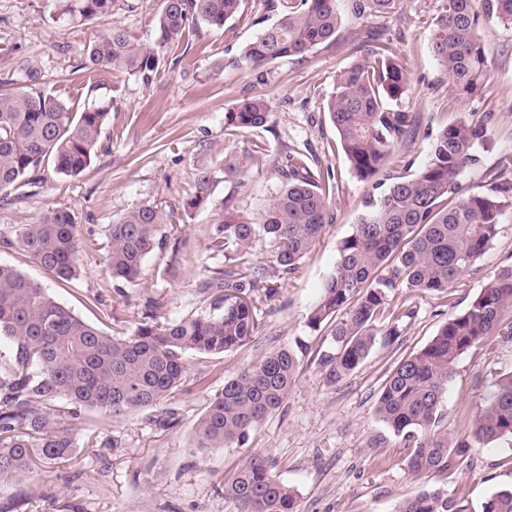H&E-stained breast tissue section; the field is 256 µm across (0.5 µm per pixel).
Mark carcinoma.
Listing matches in <instances>:
<instances>
[{
	"label": "carcinoma",
	"mask_w": 512,
	"mask_h": 512,
	"mask_svg": "<svg viewBox=\"0 0 512 512\" xmlns=\"http://www.w3.org/2000/svg\"><path fill=\"white\" fill-rule=\"evenodd\" d=\"M277 21L248 43L242 58L254 67L303 56L336 39L338 0H280ZM242 0H161L154 44L132 40L112 22L117 0H56L59 16L72 22L99 19L102 33L87 49L89 76L117 70L148 83L158 73L161 53L179 45L201 24L222 29L240 12ZM395 0H352L356 17L388 13ZM486 15L512 28V0H484ZM477 0H445L432 32V50L448 88L470 97L491 79L480 34ZM28 71L16 87L0 93V194L24 185L38 186L49 166L75 178L90 168L112 104L72 112L39 87ZM408 79L389 47L356 63L336 78L326 112L338 145L356 176L382 179L379 198L366 210L339 248L334 271L307 322L316 329L331 319V346L318 365L334 386L369 356L376 337L388 346L400 336L404 314L388 307L389 293L411 288L444 294L480 258L495 238L505 208L512 205V183L489 193L460 197L459 179L480 161L488 140L484 124L459 122L433 139L424 166L396 176L386 169L396 146L418 133V117L402 109ZM261 97L241 99L225 113L229 129L261 128L268 121ZM242 163L227 159L196 169L192 191L165 207L141 203L109 225L105 267L112 279L136 283L145 258L155 249L181 252L178 227L198 213L212 212L207 233L211 258L224 265L208 270L201 290L214 296L216 312L179 320L145 316L129 336L114 337L59 303L46 287L0 263V337L10 341L0 361V484L34 477L45 465L73 458L78 440L75 421L86 412L119 418L161 411L177 389L192 355H219L252 341L259 304L281 290L273 274L290 275L332 222L335 186L314 173L308 157L288 155L284 181L253 220L213 198L216 173L238 175ZM169 232H164V229ZM17 244L37 265L62 281L78 272L75 214L66 206L45 209L16 230ZM259 240L273 266L251 258ZM512 263L498 269L471 305L448 319L422 349L400 359L382 388L376 412L408 449L410 472H445L465 457L471 444L454 440L444 426V396L456 360L474 345L490 344L507 330L512 335ZM389 318L380 333L376 323ZM299 365L291 346L271 350L224 382L195 425L202 448H244L250 432L280 408ZM512 438V369L496 374L474 440L487 444ZM237 512H297L296 494L271 471L269 461L249 453L220 489ZM395 512H461L441 489L424 490L404 500ZM482 512H512V489L493 493Z\"/></svg>",
	"instance_id": "cac0c4a2"
}]
</instances>
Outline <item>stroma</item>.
<instances>
[{
  "instance_id": "1",
  "label": "stroma",
  "mask_w": 512,
  "mask_h": 512,
  "mask_svg": "<svg viewBox=\"0 0 512 512\" xmlns=\"http://www.w3.org/2000/svg\"><path fill=\"white\" fill-rule=\"evenodd\" d=\"M159 5V0H119L113 19L135 41L150 44L156 39ZM442 8L443 0H399L392 12L363 21L352 14L349 0H339L335 42L254 68L242 61L241 50L278 13L266 0H245L223 29L199 26L184 43L164 51L157 75L146 83L118 71L87 79L82 64L88 45L104 28L101 21L60 19L53 0H0V83L33 68L41 88L73 111L112 105L90 169L65 179L49 168L42 187L24 186L0 198V263L41 283L103 332L130 335L151 299L159 302V315L171 320L210 311L211 298L197 287L210 263L205 250L210 213L183 224L179 258L163 249L149 254L136 284L112 280L103 264L109 224L144 202L178 204L198 165L229 156L245 161L241 175L220 176L214 198L254 218L279 186L289 153L305 154L314 168L330 173L336 186L332 224L271 301L270 311L260 313L256 339L218 356L190 358L184 382L168 402L175 413L170 426L139 412L112 420L100 442L91 444L87 419L77 420L75 460L49 465L36 478L0 484V512H236L219 489L248 451L271 461L277 477L294 490L299 512H394L404 499L426 489L445 490L467 512H482L490 494L512 488V440L475 443L470 461L458 469L414 474L406 467L400 437L376 412L395 363L424 347L448 315L468 307L498 268L512 262V208L504 212L489 248L447 296L408 288L391 295L392 308L411 312L401 336L393 345H376L340 384L327 385L317 364L330 325L317 330L307 325L341 242L375 192L338 149L336 130L323 110L337 75L374 51V42L365 38L368 28L389 40L408 75L403 108L421 115L418 135L395 149L391 169L417 172L434 133L461 120L485 119L491 139L479 149V164L461 175V191L486 193L495 184L512 182V168L501 164L512 156V28L483 17L481 37L494 77L478 94L457 98L430 44ZM254 95L268 102L266 126L226 129L225 112ZM60 205L74 211L81 240L77 276L63 284L13 243L18 225ZM296 344L303 348L296 379L281 407L251 432L246 448L199 447L195 424L225 379L274 347ZM511 367L512 336L496 337L492 345L474 346L459 357L444 399L449 435L472 440L496 372Z\"/></svg>"
}]
</instances>
